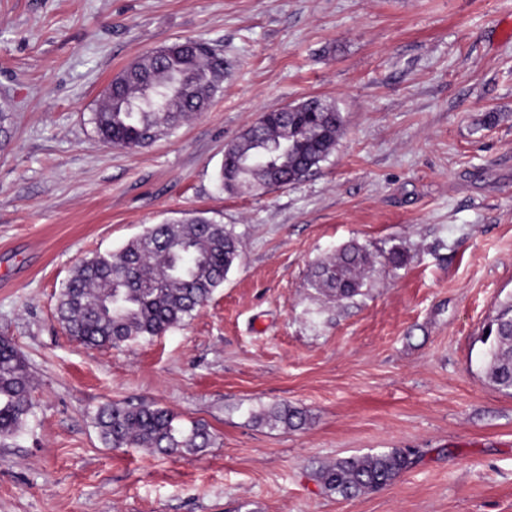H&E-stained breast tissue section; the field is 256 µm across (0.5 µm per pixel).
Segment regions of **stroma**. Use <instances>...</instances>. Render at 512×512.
<instances>
[{
  "mask_svg": "<svg viewBox=\"0 0 512 512\" xmlns=\"http://www.w3.org/2000/svg\"><path fill=\"white\" fill-rule=\"evenodd\" d=\"M185 38L224 59L210 108L149 147L104 145L90 117L112 77ZM310 97L343 117L332 155L299 183L224 192L226 146ZM1 98L0 335L34 413L0 443V512H512V394L480 341L512 299V0H0ZM193 212L242 246L208 304L118 349L72 341L55 305L74 268ZM351 243L406 262L339 302L312 271ZM109 401L169 408L214 443L104 447ZM284 404L307 424L255 422ZM393 448L415 463L379 491L317 478Z\"/></svg>",
  "mask_w": 512,
  "mask_h": 512,
  "instance_id": "35a3bbf8",
  "label": "stroma"
}]
</instances>
